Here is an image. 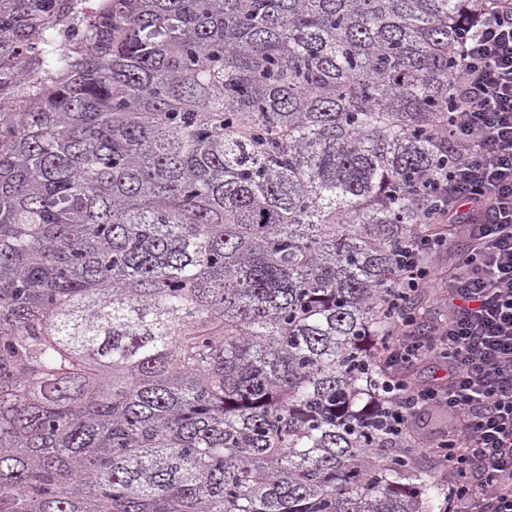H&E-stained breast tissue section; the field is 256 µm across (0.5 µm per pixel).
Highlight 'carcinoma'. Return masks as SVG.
<instances>
[{"label":"carcinoma","instance_id":"cac0c4a2","mask_svg":"<svg viewBox=\"0 0 512 512\" xmlns=\"http://www.w3.org/2000/svg\"><path fill=\"white\" fill-rule=\"evenodd\" d=\"M0 75L67 0H8ZM478 0H106L0 112V512H434L386 411Z\"/></svg>","mask_w":512,"mask_h":512}]
</instances>
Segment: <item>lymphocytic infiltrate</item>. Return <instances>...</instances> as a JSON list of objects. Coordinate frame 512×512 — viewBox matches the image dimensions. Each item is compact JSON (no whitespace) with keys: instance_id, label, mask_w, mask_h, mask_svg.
<instances>
[{"instance_id":"1","label":"lymphocytic infiltrate","mask_w":512,"mask_h":512,"mask_svg":"<svg viewBox=\"0 0 512 512\" xmlns=\"http://www.w3.org/2000/svg\"><path fill=\"white\" fill-rule=\"evenodd\" d=\"M451 83L457 108L448 140L458 146L449 175L436 179L432 213L465 240L448 278V321L429 342L401 322L384 361V398L400 433L419 406L451 419L437 455L454 462L445 512H512V0H490L462 40ZM471 216L456 223L459 204ZM446 242L426 235L400 278L427 287L428 259ZM445 378L421 384L410 369L435 355Z\"/></svg>"}]
</instances>
